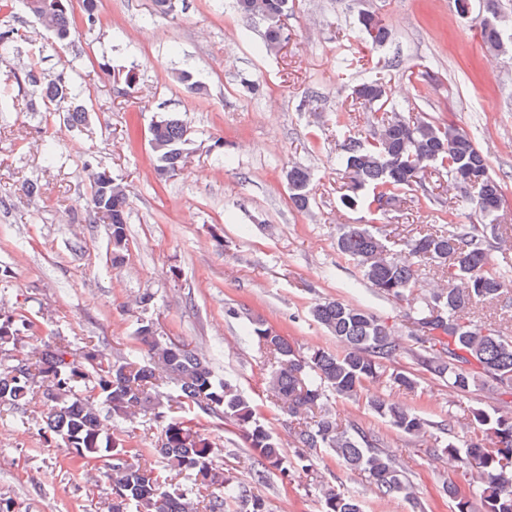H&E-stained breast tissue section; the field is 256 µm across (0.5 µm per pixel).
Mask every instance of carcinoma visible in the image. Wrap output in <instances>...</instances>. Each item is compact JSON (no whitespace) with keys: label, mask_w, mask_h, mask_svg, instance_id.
I'll return each instance as SVG.
<instances>
[{"label":"carcinoma","mask_w":512,"mask_h":512,"mask_svg":"<svg viewBox=\"0 0 512 512\" xmlns=\"http://www.w3.org/2000/svg\"><path fill=\"white\" fill-rule=\"evenodd\" d=\"M238 13L264 25L260 51H280L290 39L288 16L294 0H235ZM26 8L60 44L73 33L72 0H25ZM484 46L512 54V33L501 23L480 21ZM389 29L369 10L358 14L344 40L361 46L356 62L367 65L368 47L388 41ZM43 95L68 113L85 120L83 106L70 86L50 82ZM352 101L376 112L364 134H348L340 145V164L347 182L342 202L360 205L373 215L383 200L398 202L406 191L436 197V182L457 189L478 216V224H447L419 232L403 243L391 242L371 224H343L338 251L353 261L363 280L378 294L406 305L420 351L417 364L458 393L480 383L500 407L471 411L462 440H449L448 424H431L416 411L385 400L371 409L400 433L419 437L435 430L434 453L468 470V491L451 481L442 491L453 512H512V336L493 323L466 319L483 307L512 306V276L490 266L486 234L495 232L505 204L500 181L487 157L468 132L424 116H413L392 100L379 78L354 86ZM148 141L155 172L168 180L187 162L190 130L180 115L168 113L152 123ZM91 180L90 211L108 225L110 262L124 263L128 250L129 186L104 166L87 164ZM289 199L298 210L310 204L311 172L300 165L286 172ZM444 279L425 298L413 294L420 267ZM313 319L335 337L339 348H316L299 355L286 337L259 317L249 319V335L265 351L269 397L297 422L294 459L258 415L253 400L230 382H218L193 350L161 336L150 320L138 319L135 348L119 359L100 349L94 337L81 339L82 357L64 336L33 334L34 324L0 312V405L19 417L36 400L51 402L41 417V431L68 448L75 458L103 462L112 486V512H269L264 498L249 493L214 466V443L200 431L196 416L221 415L238 425L253 455V479L260 483L277 471L284 478L312 469L307 450L326 448L346 468L368 475L376 493L401 498L423 510L402 462L378 449L354 425L340 426L324 409L327 393L355 400L365 383L385 379L411 389L413 373L396 367L403 353L401 338L387 322L367 310L328 300L312 310ZM150 416L162 422L155 445L159 465L142 461L130 449L125 427ZM182 482L172 483L177 477ZM321 512H364L361 499L330 485L319 489Z\"/></svg>","instance_id":"1"}]
</instances>
